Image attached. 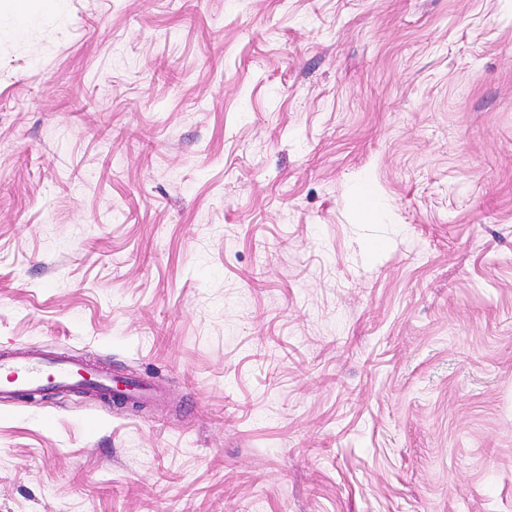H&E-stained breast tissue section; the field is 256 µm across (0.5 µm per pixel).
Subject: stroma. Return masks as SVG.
Masks as SVG:
<instances>
[{
	"mask_svg": "<svg viewBox=\"0 0 512 512\" xmlns=\"http://www.w3.org/2000/svg\"><path fill=\"white\" fill-rule=\"evenodd\" d=\"M0 512H512V0H0ZM48 368L52 373L46 376ZM0 373L7 379L0 383V397L46 388H83L88 382L112 392V380L120 387L126 382L122 377L100 376L95 369L70 360L46 361L34 355L0 356Z\"/></svg>",
	"mask_w": 512,
	"mask_h": 512,
	"instance_id": "stroma-1",
	"label": "stroma"
}]
</instances>
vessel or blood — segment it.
I'll list each match as a JSON object with an SVG mask.
<instances>
[{
  "instance_id": "b4317fda",
  "label": "vessel or blood",
  "mask_w": 512,
  "mask_h": 512,
  "mask_svg": "<svg viewBox=\"0 0 512 512\" xmlns=\"http://www.w3.org/2000/svg\"><path fill=\"white\" fill-rule=\"evenodd\" d=\"M0 373L6 377L0 383V396L46 388H81L90 382L105 390L112 387L111 378L66 359L49 362L34 355L0 356Z\"/></svg>"
}]
</instances>
